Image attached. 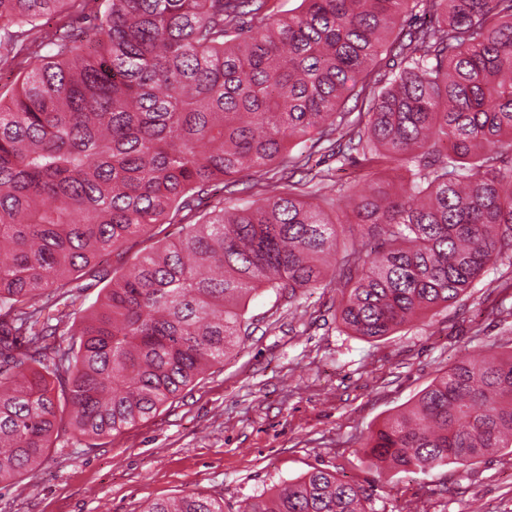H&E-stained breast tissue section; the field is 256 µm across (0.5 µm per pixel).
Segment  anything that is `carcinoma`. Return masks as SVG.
I'll return each instance as SVG.
<instances>
[{"mask_svg":"<svg viewBox=\"0 0 512 512\" xmlns=\"http://www.w3.org/2000/svg\"><path fill=\"white\" fill-rule=\"evenodd\" d=\"M75 0H0V51L29 50L42 16ZM424 24L407 29L417 7ZM400 61L371 78L382 56ZM0 100V483L34 474L54 443L135 426L239 343L259 288L327 280L338 230V321L366 339L452 303L493 260L512 264V0H108L93 36L40 37ZM356 92L362 109L342 111ZM311 133L371 174L409 177L342 215L278 169L327 176L288 143ZM269 174L260 197L199 194ZM161 224L181 236L117 272L103 258ZM100 288L97 301L82 299ZM372 466L424 472L512 455V350L462 358L372 430ZM366 490L316 468L240 512H367ZM141 512H224L189 494Z\"/></svg>","mask_w":512,"mask_h":512,"instance_id":"1","label":"carcinoma"}]
</instances>
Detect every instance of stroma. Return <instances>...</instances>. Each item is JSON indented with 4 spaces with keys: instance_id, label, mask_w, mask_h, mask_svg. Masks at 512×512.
Segmentation results:
<instances>
[{
    "instance_id": "35a3bbf8",
    "label": "stroma",
    "mask_w": 512,
    "mask_h": 512,
    "mask_svg": "<svg viewBox=\"0 0 512 512\" xmlns=\"http://www.w3.org/2000/svg\"><path fill=\"white\" fill-rule=\"evenodd\" d=\"M102 7L77 0L40 25L77 33ZM289 152L329 171L316 197L339 207L370 182L403 177L338 163L310 138ZM511 280V263L491 262L457 302L379 340L340 327L341 279L293 296L259 289L246 308L247 333L223 363L100 446L52 449L35 476L0 485V512H140L145 501L189 493L223 495L224 512H237L316 468L366 488L368 512H512L511 455L396 473L372 467L361 450L369 432L458 359L512 346V316L497 311L500 286Z\"/></svg>"
}]
</instances>
